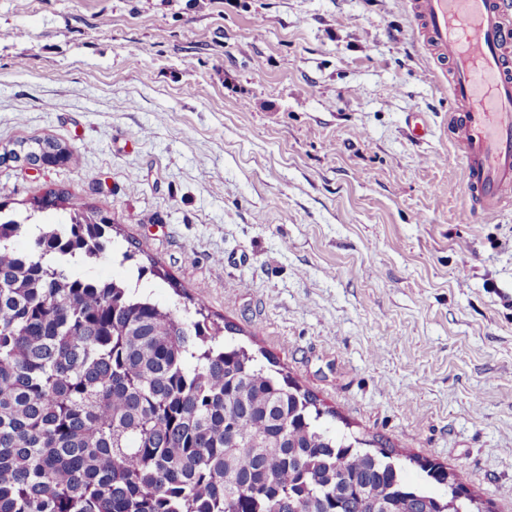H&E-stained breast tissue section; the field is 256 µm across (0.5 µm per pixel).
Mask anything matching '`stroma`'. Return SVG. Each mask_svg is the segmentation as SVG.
I'll list each match as a JSON object with an SVG mask.
<instances>
[{
	"label": "stroma",
	"instance_id": "stroma-1",
	"mask_svg": "<svg viewBox=\"0 0 512 512\" xmlns=\"http://www.w3.org/2000/svg\"><path fill=\"white\" fill-rule=\"evenodd\" d=\"M415 28L407 0H0V214L80 199L114 229L74 273L155 266L336 431L512 512V208L474 223ZM34 138L75 162L14 161Z\"/></svg>",
	"mask_w": 512,
	"mask_h": 512
}]
</instances>
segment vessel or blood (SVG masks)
Returning a JSON list of instances; mask_svg holds the SVG:
<instances>
[{"label":"vessel or blood","mask_w":512,"mask_h":512,"mask_svg":"<svg viewBox=\"0 0 512 512\" xmlns=\"http://www.w3.org/2000/svg\"><path fill=\"white\" fill-rule=\"evenodd\" d=\"M420 39L448 80L472 215L512 206V0H410Z\"/></svg>","instance_id":"vessel-or-blood-1"}]
</instances>
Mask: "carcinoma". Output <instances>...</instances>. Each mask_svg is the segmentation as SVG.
I'll return each mask as SVG.
<instances>
[{"label": "carcinoma", "instance_id": "cac0c4a2", "mask_svg": "<svg viewBox=\"0 0 512 512\" xmlns=\"http://www.w3.org/2000/svg\"><path fill=\"white\" fill-rule=\"evenodd\" d=\"M71 222L12 246L0 220V512H482L462 475L338 438L317 398L197 320L66 269L111 252L112 225ZM443 485L438 493L433 485Z\"/></svg>", "mask_w": 512, "mask_h": 512}]
</instances>
